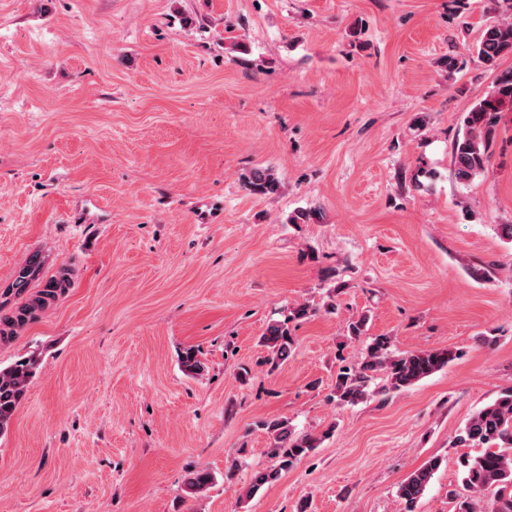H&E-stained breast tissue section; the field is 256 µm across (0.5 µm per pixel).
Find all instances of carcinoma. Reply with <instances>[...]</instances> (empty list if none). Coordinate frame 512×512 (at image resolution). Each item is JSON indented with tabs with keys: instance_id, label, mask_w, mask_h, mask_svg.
Segmentation results:
<instances>
[{
	"instance_id": "cac0c4a2",
	"label": "carcinoma",
	"mask_w": 512,
	"mask_h": 512,
	"mask_svg": "<svg viewBox=\"0 0 512 512\" xmlns=\"http://www.w3.org/2000/svg\"><path fill=\"white\" fill-rule=\"evenodd\" d=\"M505 2L509 4L508 14L487 24L475 46L479 62L490 69L497 68L503 56L512 54V0ZM506 111H512V70L496 73L491 90L463 117L464 131L456 137L452 147L453 172L459 183L467 184L486 170L492 156L493 129L500 113ZM244 181L247 189L258 195H271L279 189L275 174L268 168L251 170ZM261 342L268 349L267 362L276 366L284 363L292 352V337L287 325L281 322L270 323ZM454 357L449 349L397 354L391 350L390 338L379 336L366 347L358 364L340 368L335 398L341 405L358 403L368 395L370 382L381 371L385 373L389 389L409 387L444 368ZM182 364L190 375H198L205 369L192 348L184 352ZM38 366V359L30 356L0 368V436L8 432L26 384ZM263 427L272 437L277 464L254 475L249 489L251 495L277 481L321 442V437L311 433L294 434L286 418L265 421ZM454 443L481 449L474 456L460 457L462 484L468 494L460 497L456 512H512V389L477 410L459 429ZM441 465L440 458L432 457L399 485L398 496L405 502L407 512H414ZM211 483V475L201 471L189 477L186 486L189 493L197 494ZM489 489L493 490L494 497L486 501L484 493Z\"/></svg>"
}]
</instances>
